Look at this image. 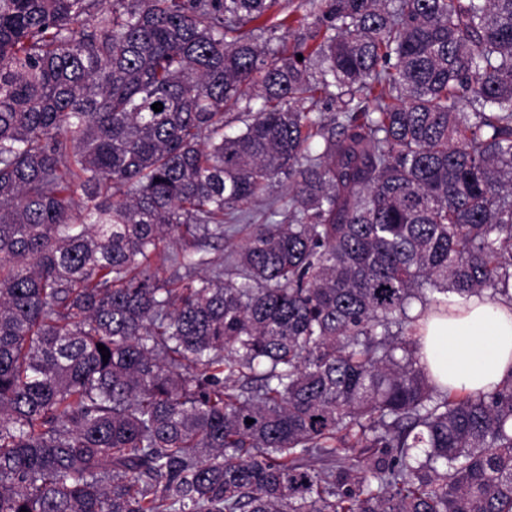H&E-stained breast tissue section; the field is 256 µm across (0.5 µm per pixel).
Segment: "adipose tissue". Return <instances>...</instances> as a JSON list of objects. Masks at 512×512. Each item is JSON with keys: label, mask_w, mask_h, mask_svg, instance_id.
Segmentation results:
<instances>
[{"label": "adipose tissue", "mask_w": 512, "mask_h": 512, "mask_svg": "<svg viewBox=\"0 0 512 512\" xmlns=\"http://www.w3.org/2000/svg\"><path fill=\"white\" fill-rule=\"evenodd\" d=\"M422 359L443 387L489 392L512 376V302L473 296L419 320Z\"/></svg>", "instance_id": "ef3b65f1"}]
</instances>
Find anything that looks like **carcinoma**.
I'll list each match as a JSON object with an SVG mask.
<instances>
[{
  "mask_svg": "<svg viewBox=\"0 0 512 512\" xmlns=\"http://www.w3.org/2000/svg\"><path fill=\"white\" fill-rule=\"evenodd\" d=\"M278 4L0 0V512H512V0ZM415 336L442 387L489 392L512 373V302L500 296L459 300L447 315L420 319Z\"/></svg>",
  "mask_w": 512,
  "mask_h": 512,
  "instance_id": "carcinoma-1",
  "label": "carcinoma"
}]
</instances>
